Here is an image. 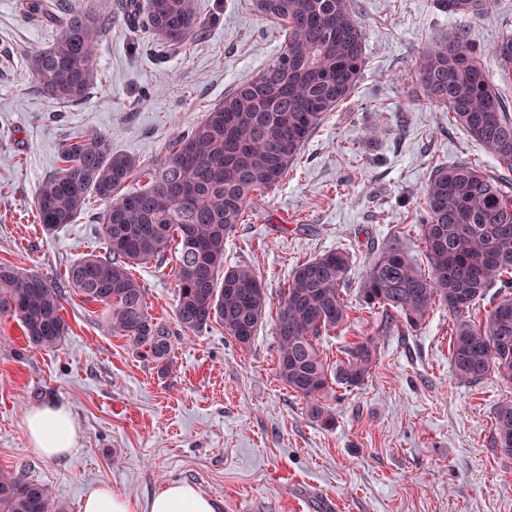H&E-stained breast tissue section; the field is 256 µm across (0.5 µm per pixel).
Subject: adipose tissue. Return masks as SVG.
<instances>
[{
    "label": "adipose tissue",
    "instance_id": "obj_1",
    "mask_svg": "<svg viewBox=\"0 0 512 512\" xmlns=\"http://www.w3.org/2000/svg\"><path fill=\"white\" fill-rule=\"evenodd\" d=\"M26 428L31 450L48 459L69 455L80 438L68 408L56 403L32 408L26 416ZM82 512H216V502L196 486L179 481L166 483L142 504L102 484L86 495Z\"/></svg>",
    "mask_w": 512,
    "mask_h": 512
}]
</instances>
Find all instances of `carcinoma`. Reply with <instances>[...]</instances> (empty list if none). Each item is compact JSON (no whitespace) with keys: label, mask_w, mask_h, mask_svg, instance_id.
<instances>
[{"label":"carcinoma","mask_w":512,"mask_h":512,"mask_svg":"<svg viewBox=\"0 0 512 512\" xmlns=\"http://www.w3.org/2000/svg\"><path fill=\"white\" fill-rule=\"evenodd\" d=\"M457 15L478 18L489 0H454ZM253 9L288 28L283 52L258 75L241 80L208 117L176 137L136 191L138 164L112 151L93 131L61 144L58 165L35 199L47 231L88 211L89 197L107 201L97 216L106 243L68 270V282L87 303L110 312L112 332L165 372L173 354L169 324L152 316L145 289L130 268L174 254V319L186 335L212 323L241 347L263 323L268 296L253 269L224 268V243L243 222L253 196L277 186L328 113L346 101L365 63V30L352 0H267ZM28 18L58 28L54 43L34 53L37 87L66 107L101 84L96 50L112 26V12L79 7V0H19ZM146 41L168 51L187 48L204 27L196 0H117ZM490 54L502 79L512 82V36ZM485 51L455 34L423 54L418 81L428 99L448 108L474 142L512 172V113L484 66ZM420 224L428 270L422 271L394 237L376 250L358 289L368 309L385 312L388 326L420 327L437 303L453 321L450 362L468 384L490 373L512 385V296L492 300L490 288L512 287V182L469 162L436 169L424 190ZM349 255L327 251L297 265L281 297L274 324L277 375L306 401L309 416L325 425L333 417L322 403L331 379L361 387L377 359V338L343 352L332 368L319 344L346 323ZM62 289L38 272L0 263V316L19 321L27 344L59 347L68 333ZM492 447L512 458V400L493 413ZM0 512H61L45 486L0 470Z\"/></svg>","instance_id":"obj_1"}]
</instances>
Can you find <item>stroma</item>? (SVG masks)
Masks as SVG:
<instances>
[{
    "label": "stroma",
    "instance_id": "35a3bbf8",
    "mask_svg": "<svg viewBox=\"0 0 512 512\" xmlns=\"http://www.w3.org/2000/svg\"><path fill=\"white\" fill-rule=\"evenodd\" d=\"M251 2L197 0L206 28L189 51L160 60L113 15L97 54L104 82L81 104L62 107L30 75L32 54L54 42L56 28L25 19L18 0H0V263L63 283L72 264L102 250L93 214L103 200L54 233L38 222L36 192L59 144L94 130L140 168L153 166L240 79L282 52L284 31ZM353 3L366 31L357 88L283 182L253 197L224 246L225 265L250 266L269 297L250 347L217 323L178 333L163 375L113 335L99 304L73 290L62 303L69 331L56 350L28 347L19 322L0 317V469L46 485L63 512H81L101 484L142 503L170 481L194 484L215 498L217 512H512V459L490 445L494 409L512 399V387L492 374L478 384L455 379L446 307L435 306L417 330L380 339L363 386H331V427L311 419L276 374L271 319L299 263L350 253L349 317L320 344L335 363L377 331L356 299L376 247L400 237L426 264L418 224L433 171L460 161L498 168L414 74L430 45L458 31L484 50L512 34V0H494L468 20L438 0ZM174 266L168 257L133 269L149 313L168 323ZM49 401L69 407L81 430L59 461L28 448L25 415Z\"/></svg>",
    "mask_w": 512,
    "mask_h": 512
}]
</instances>
